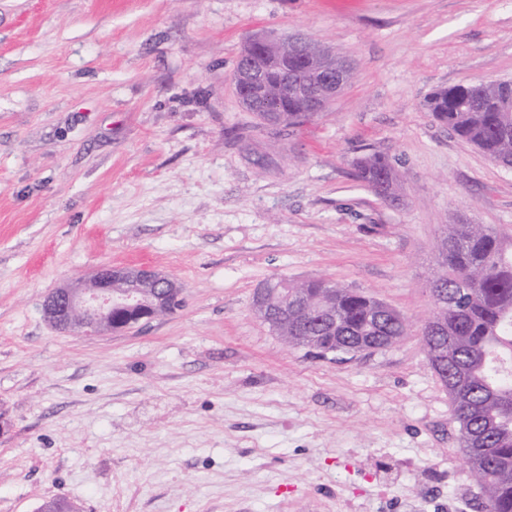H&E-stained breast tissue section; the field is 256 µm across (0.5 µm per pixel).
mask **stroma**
Instances as JSON below:
<instances>
[{
	"label": "stroma",
	"instance_id": "stroma-1",
	"mask_svg": "<svg viewBox=\"0 0 512 512\" xmlns=\"http://www.w3.org/2000/svg\"><path fill=\"white\" fill-rule=\"evenodd\" d=\"M355 75L282 130L232 76L257 32ZM512 80V0H0V512H484L422 328L445 225L512 237V169L426 112ZM382 156L391 196L357 178ZM176 278L174 313L61 332L44 296L109 265ZM325 278L411 326L342 360L253 308Z\"/></svg>",
	"mask_w": 512,
	"mask_h": 512
}]
</instances>
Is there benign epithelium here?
Segmentation results:
<instances>
[{"instance_id":"benign-epithelium-1","label":"benign epithelium","mask_w":512,"mask_h":512,"mask_svg":"<svg viewBox=\"0 0 512 512\" xmlns=\"http://www.w3.org/2000/svg\"><path fill=\"white\" fill-rule=\"evenodd\" d=\"M280 42L281 38L271 35L251 39L253 49L263 56L275 52ZM348 68L345 64L325 79L324 90L309 99L311 111H322L323 97L336 92V83L344 82ZM263 73L264 70L256 66L236 71L234 86H239L240 77L258 84L263 80ZM237 96L242 106L252 112L270 111L260 97L241 91ZM275 294L266 283L254 296V311L274 327L288 321V303L272 304ZM181 296V283L157 270L102 267L86 281L66 284L48 293L43 301V314L56 329L98 336L152 320L175 308Z\"/></svg>"}]
</instances>
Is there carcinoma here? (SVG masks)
<instances>
[{
  "label": "carcinoma",
  "mask_w": 512,
  "mask_h": 512,
  "mask_svg": "<svg viewBox=\"0 0 512 512\" xmlns=\"http://www.w3.org/2000/svg\"><path fill=\"white\" fill-rule=\"evenodd\" d=\"M305 52L294 68L291 49L285 47L266 71L261 94L280 111L257 113L264 124L287 127L316 116L303 90L280 81L287 67L303 88L318 85L316 72L330 64V53L313 41ZM511 101L512 81L479 82L438 89L424 108L448 131L512 168ZM358 176L377 193L391 194L394 175L383 157L360 161ZM437 252L434 280L440 291L424 324L423 342L431 350L434 324L448 336L445 375H462L466 390L465 402L454 404L460 448L485 497L486 512H512V243L489 224H449ZM274 287L288 289V306H297L278 331L294 348L333 343L344 353L362 344L380 347L405 335L409 326L384 303L325 279H276Z\"/></svg>",
  "instance_id": "1"
}]
</instances>
